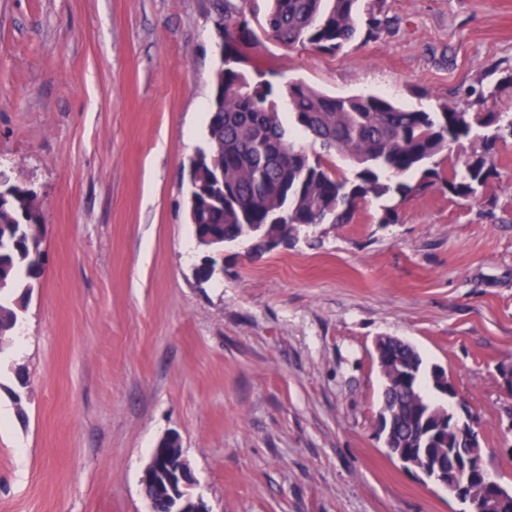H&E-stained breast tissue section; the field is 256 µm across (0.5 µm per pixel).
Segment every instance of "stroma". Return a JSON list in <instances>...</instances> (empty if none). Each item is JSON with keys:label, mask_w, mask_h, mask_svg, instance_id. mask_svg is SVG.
<instances>
[{"label": "stroma", "mask_w": 512, "mask_h": 512, "mask_svg": "<svg viewBox=\"0 0 512 512\" xmlns=\"http://www.w3.org/2000/svg\"><path fill=\"white\" fill-rule=\"evenodd\" d=\"M383 9L334 54L250 25L249 65L413 109L482 89L512 117V0ZM219 44L211 0H0V170L37 192L45 258L0 354V512H147L172 433L211 512H458L375 433L382 336L447 371L512 484V138L492 212L433 188L385 224L369 198L201 281L187 169Z\"/></svg>", "instance_id": "stroma-1"}]
</instances>
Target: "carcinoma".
<instances>
[{
  "label": "carcinoma",
  "instance_id": "1",
  "mask_svg": "<svg viewBox=\"0 0 512 512\" xmlns=\"http://www.w3.org/2000/svg\"><path fill=\"white\" fill-rule=\"evenodd\" d=\"M212 0L224 31V64L214 75L204 145L189 169L193 234L220 245L249 242L267 252L286 246L301 227L348 224L358 202L436 187L451 197L478 200L497 172L496 142L504 137L499 112L444 103L435 112L406 109L373 94L329 95L303 81L278 84L246 69L241 40L249 19L268 39L288 47L336 53L360 33L379 36L388 20L383 0ZM306 135L323 154L297 141ZM349 159L352 173L333 171L328 157ZM455 157L445 170L442 159ZM224 181H212L213 168ZM413 175L414 184L402 181ZM30 189L0 170V354L13 343L18 310L43 275L41 236ZM389 362L379 409L387 413L389 447L447 469L450 453L485 454L482 442L448 425L446 370L427 364L410 343L388 344Z\"/></svg>",
  "mask_w": 512,
  "mask_h": 512
}]
</instances>
